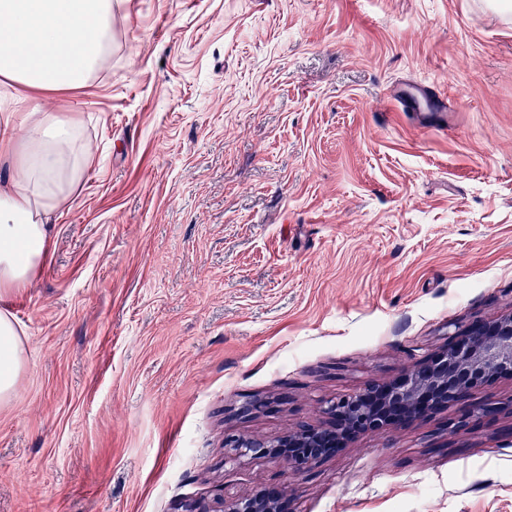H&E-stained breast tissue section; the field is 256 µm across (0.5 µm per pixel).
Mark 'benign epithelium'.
<instances>
[{
  "label": "benign epithelium",
  "instance_id": "obj_1",
  "mask_svg": "<svg viewBox=\"0 0 512 512\" xmlns=\"http://www.w3.org/2000/svg\"><path fill=\"white\" fill-rule=\"evenodd\" d=\"M512 376V311L465 326H454L448 343L431 358L422 359L406 376L389 383H373L324 402L328 423L290 432L273 441L229 437L226 458L270 457L299 473L335 455L360 433L386 431L429 414L461 405L452 428L466 429L512 414V401L487 400L467 406L473 393L501 375ZM287 485H267L246 496L213 502L195 501L181 512H288Z\"/></svg>",
  "mask_w": 512,
  "mask_h": 512
}]
</instances>
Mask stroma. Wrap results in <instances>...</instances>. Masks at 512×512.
<instances>
[{"instance_id":"35a3bbf8","label":"stroma","mask_w":512,"mask_h":512,"mask_svg":"<svg viewBox=\"0 0 512 512\" xmlns=\"http://www.w3.org/2000/svg\"><path fill=\"white\" fill-rule=\"evenodd\" d=\"M435 87L443 111L397 102ZM41 108L91 154L4 304L26 363L0 512H177L286 481L293 512H512L511 414L364 432L293 477L224 456L512 310V12L116 0L101 72Z\"/></svg>"}]
</instances>
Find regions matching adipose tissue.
<instances>
[{"instance_id": "obj_1", "label": "adipose tissue", "mask_w": 512, "mask_h": 512, "mask_svg": "<svg viewBox=\"0 0 512 512\" xmlns=\"http://www.w3.org/2000/svg\"><path fill=\"white\" fill-rule=\"evenodd\" d=\"M112 0H0V85L15 116L0 121V300L45 265L57 212L79 187L88 152L73 118L42 111L40 95L84 86L112 43ZM23 361L12 315L0 309V402Z\"/></svg>"}]
</instances>
